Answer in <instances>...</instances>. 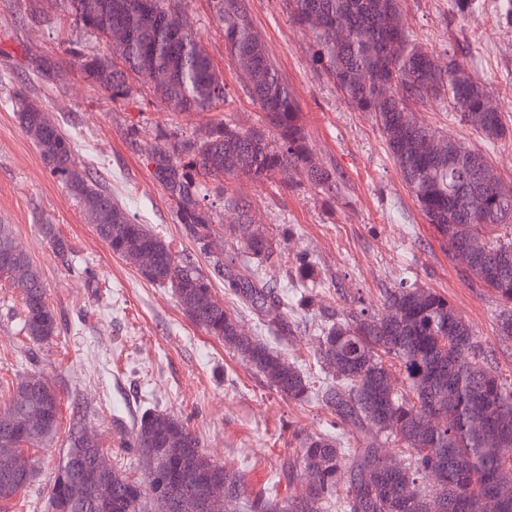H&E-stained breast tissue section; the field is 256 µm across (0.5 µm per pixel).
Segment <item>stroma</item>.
Wrapping results in <instances>:
<instances>
[{"label": "stroma", "instance_id": "stroma-1", "mask_svg": "<svg viewBox=\"0 0 512 512\" xmlns=\"http://www.w3.org/2000/svg\"><path fill=\"white\" fill-rule=\"evenodd\" d=\"M500 3L482 0L473 17L462 19L452 0H401L399 21L438 61L459 58L485 80L493 106L512 129V25L502 18ZM246 4L256 37L298 101L313 164L341 180L335 193L302 179L285 185L280 173L230 180L222 189L209 182L213 252L246 263L239 213L247 211L252 230L272 238L282 254L313 257L324 307L340 315L360 302L377 310L388 289H434L463 315L491 365L512 373V342H501L497 332L496 295L470 286L462 265L449 258L394 165L374 115L344 102L315 63L310 36L292 24L286 0ZM180 11L224 78L227 98L209 112L167 109L151 83L136 75L129 92L110 97L69 62L71 52H96L106 43L77 24L62 0H0V222L12 226L37 265L59 322L55 338L31 342L21 331V297L0 280V383L36 374L61 399L58 435L39 451L35 477L9 512H48V489L77 418L108 461L137 479L139 461L127 447L133 420L148 409L169 412L199 432L211 460L244 473L247 493L274 484L283 497L289 487L277 483V474L283 463L300 461L294 430L315 432L329 420L318 400L282 398L222 341L189 321L170 288L142 280L114 255L83 207L51 175L12 110L15 92L38 101L74 141L78 166L99 188L163 236L177 256L190 257L212 275L146 156L196 137L214 121L251 129L262 114L224 46L212 0H183ZM46 59L67 63L63 83L41 76ZM416 112L440 134L486 153L494 176L512 184V136L487 143L443 103L429 102ZM50 233L64 241L65 257L53 252ZM293 318L288 340L278 347L312 381H322L316 359L320 319L311 312Z\"/></svg>", "mask_w": 512, "mask_h": 512}]
</instances>
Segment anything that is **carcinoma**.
Wrapping results in <instances>:
<instances>
[{
  "instance_id": "1",
  "label": "carcinoma",
  "mask_w": 512,
  "mask_h": 512,
  "mask_svg": "<svg viewBox=\"0 0 512 512\" xmlns=\"http://www.w3.org/2000/svg\"><path fill=\"white\" fill-rule=\"evenodd\" d=\"M75 21L101 35L118 28L126 37L122 66L112 54L81 53L74 65L113 97L127 91V73L145 77L168 109L209 111L225 102V85L192 33L175 36L165 15L179 0H64ZM292 23L311 33L315 62L353 109L372 112L404 182L427 223L453 257H470V278L492 290L502 310L498 335L512 340V186L488 182L487 156L432 129L412 105L439 101L483 139L509 134L501 113L489 106L486 83L454 56L442 69L395 23L400 0H286ZM224 27V44L263 113L264 125L242 130L218 121L199 140H182L147 154L157 182L176 204L199 250L213 260L224 293L258 318L260 335H248L236 312L217 298L211 279L193 260L179 258L169 243L131 218L78 168L73 143L55 128L46 136L43 110L22 92L12 106L22 131L81 205L101 208L97 235L113 254L132 261L146 281L172 289L184 315L240 355L268 386L290 401L312 395L328 409L331 427L356 436L353 448L329 430L297 432L301 492L288 499L266 492L249 496L243 472L207 458L200 437L183 420L145 412L133 424L130 447L144 465L143 480L121 470H100L95 441L84 442L73 425L66 459L48 492V512H483L495 496L499 512H512V375L489 365L486 350L468 322L431 288L401 286L386 291L385 312H319L325 319L316 352L332 381L319 387L264 336L285 337L288 313L306 312L309 296L284 300L277 271L267 264L271 245L250 235L244 249L252 262L235 270L224 254L210 250L211 216L199 207L205 185L257 180L276 172L300 174L335 190L336 173L317 168L300 110L276 62L256 38L245 0H213ZM296 279L318 287L314 263L305 254L290 259ZM21 296L22 329L35 343L58 333L54 309L38 269L16 243L12 226L0 224V280ZM401 385H396V382ZM60 397L33 375L8 391L0 414V502L18 496L33 473L17 476V459L57 434ZM396 451L379 454V437ZM343 495H337V489Z\"/></svg>"
}]
</instances>
